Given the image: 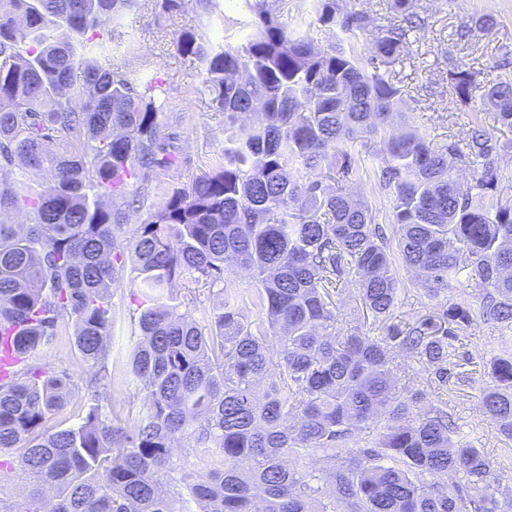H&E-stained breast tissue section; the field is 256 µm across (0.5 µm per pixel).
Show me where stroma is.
<instances>
[{
    "instance_id": "obj_1",
    "label": "stroma",
    "mask_w": 512,
    "mask_h": 512,
    "mask_svg": "<svg viewBox=\"0 0 512 512\" xmlns=\"http://www.w3.org/2000/svg\"><path fill=\"white\" fill-rule=\"evenodd\" d=\"M221 6L223 15L211 17L201 13L196 0H183L179 9L169 12L163 9L162 0H137L121 22L122 39L112 43V62L121 66L130 79L155 74L164 82L166 108L160 121L170 136V150L177 164L140 182L138 190L146 206L159 204L166 192L189 184L221 158L224 113L213 101L200 62L183 55L178 47V39L186 30L213 43L227 37L234 44H244L245 34L236 24L241 17L236 0H222ZM414 9L424 25L409 33L402 61L394 67L402 93L388 134L413 126L433 142L444 144L465 139L473 123L482 122L497 145L498 162L506 173L501 193L511 198L512 129L495 122L496 108L482 91L504 78L512 67V0H414ZM487 14L498 21L489 32L479 26L480 18ZM463 27L469 30L464 40L457 36ZM128 36L137 42L131 53L124 42ZM459 63L476 72L480 86L468 106L458 100L448 82L449 70ZM399 276L402 286L395 320L400 324H412L432 314L439 301L472 303L478 295L477 289L462 282L435 299L409 271L400 270ZM138 291L133 256L128 253L110 290L112 335L105 350L116 384L103 406L129 428L147 399L143 383L134 378L130 367V357L141 339L139 312L132 300ZM164 300L199 316L219 306L222 294L219 285L179 279L165 289ZM335 302L340 311L337 332L358 329L373 337L385 336V324L362 307L355 284H342ZM73 334V326H66L33 358L35 364L65 375L69 383L63 409L46 422L47 429L53 431L79 424L86 412L82 386L91 368L76 351ZM500 349L497 325L478 318L466 330L458 364L451 368L446 381H439L431 371L416 365L398 374L397 379L399 386L422 391L427 398L441 396L455 422L453 440L495 457L500 478L493 490L499 512H505L512 503V458L504 457L502 451L512 446V441L483 416L480 407L481 394L492 383L491 361Z\"/></svg>"
}]
</instances>
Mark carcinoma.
Returning a JSON list of instances; mask_svg holds the SVG:
<instances>
[{"label": "carcinoma", "mask_w": 512, "mask_h": 512, "mask_svg": "<svg viewBox=\"0 0 512 512\" xmlns=\"http://www.w3.org/2000/svg\"><path fill=\"white\" fill-rule=\"evenodd\" d=\"M240 2L253 28L245 45H207L193 31L179 38L224 112V160L148 210L129 243L143 336L131 370L148 403L126 429L102 406L111 387L102 343L128 178L176 165L158 121L162 82L134 84L112 66V34L135 0H0V215L34 216L24 229L0 221V330L10 327L25 354L0 383V453L19 449L33 486L19 512H178L158 474L179 439L199 459L179 478L195 512H315L312 448L332 451L331 498L354 512H495L486 489L496 462L451 445L448 412L395 377L402 352L447 378L476 311L512 333V203L498 195L492 137L480 125L461 145H435L414 127L384 135L401 95L388 69L422 26L413 0H390L398 23L383 28L338 0H309L312 22L336 30L346 49L317 48L301 28L283 27L280 0ZM370 35V53L357 51ZM448 80L460 102L473 100L466 65ZM484 96L512 128V76ZM257 110L261 122L242 120ZM362 134L379 139L381 154L348 151ZM330 155L335 163L322 167ZM471 160L475 194L454 173ZM17 162L49 173L52 191L11 178ZM360 169L389 193L392 225L343 192ZM396 254L434 296L465 277L479 308L444 304L434 318L389 325L383 338L336 335L331 291L346 282L375 317L392 318ZM230 262L249 271L267 329L245 320L238 285L222 288V305L200 320L160 302L177 279L224 281ZM69 320L97 367L83 387L92 405L79 425L50 432L67 383L30 359ZM492 375L482 414L512 440L511 350ZM369 423L374 446L336 457ZM460 472L471 485L447 481ZM425 474L434 481L419 482Z\"/></svg>", "instance_id": "cac0c4a2"}]
</instances>
